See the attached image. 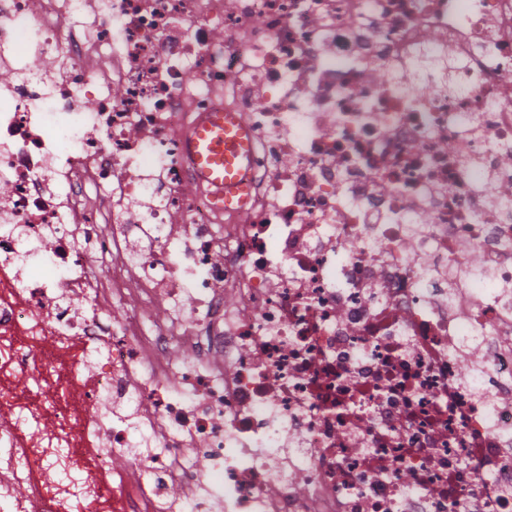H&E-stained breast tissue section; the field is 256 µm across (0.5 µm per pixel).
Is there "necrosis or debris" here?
Segmentation results:
<instances>
[{
	"label": "necrosis or debris",
	"instance_id": "necrosis-or-debris-1",
	"mask_svg": "<svg viewBox=\"0 0 512 512\" xmlns=\"http://www.w3.org/2000/svg\"><path fill=\"white\" fill-rule=\"evenodd\" d=\"M0 68V512H512V0H0ZM184 147L217 209L242 208L249 197L252 133L238 113L206 112L185 136Z\"/></svg>",
	"mask_w": 512,
	"mask_h": 512
}]
</instances>
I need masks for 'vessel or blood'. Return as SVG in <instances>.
Returning a JSON list of instances; mask_svg holds the SVG:
<instances>
[{
	"label": "vessel or blood",
	"mask_w": 512,
	"mask_h": 512,
	"mask_svg": "<svg viewBox=\"0 0 512 512\" xmlns=\"http://www.w3.org/2000/svg\"><path fill=\"white\" fill-rule=\"evenodd\" d=\"M184 147L217 209L246 204L252 133L238 113L221 109L205 113L186 135Z\"/></svg>",
	"instance_id": "1"
}]
</instances>
